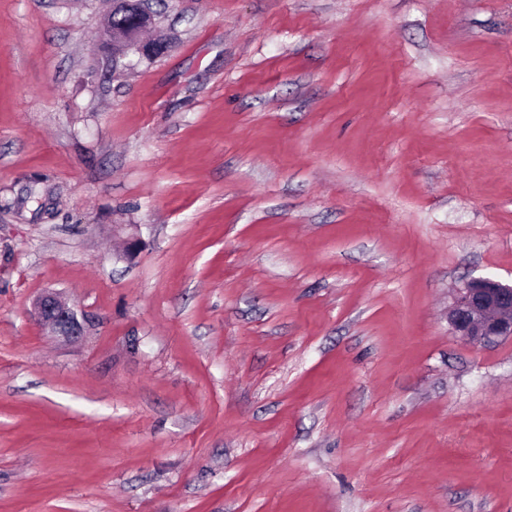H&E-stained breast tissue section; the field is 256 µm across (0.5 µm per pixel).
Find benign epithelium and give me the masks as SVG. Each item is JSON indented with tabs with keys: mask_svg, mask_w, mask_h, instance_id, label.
Returning <instances> with one entry per match:
<instances>
[{
	"mask_svg": "<svg viewBox=\"0 0 512 512\" xmlns=\"http://www.w3.org/2000/svg\"><path fill=\"white\" fill-rule=\"evenodd\" d=\"M154 26V14L146 10L126 31L116 32L114 37L125 49L142 57L150 56L162 46L142 39L141 31ZM33 309L36 319L56 335L74 339L84 333L77 311L54 292L38 296ZM448 323L457 336L469 343L494 344L512 339V285L486 278L469 280L457 289L448 311Z\"/></svg>",
	"mask_w": 512,
	"mask_h": 512,
	"instance_id": "benign-epithelium-1",
	"label": "benign epithelium"
}]
</instances>
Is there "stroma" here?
<instances>
[{"mask_svg": "<svg viewBox=\"0 0 512 512\" xmlns=\"http://www.w3.org/2000/svg\"><path fill=\"white\" fill-rule=\"evenodd\" d=\"M111 9L0 0V512H512V0ZM129 23V17L126 14H122L119 11L112 12V26H109V34L112 38V50H113V39L118 38L121 43L124 44L125 50L132 49L136 54L142 57L150 56L157 50H161L162 46L157 44H149L146 40L141 38V31L156 26V20L154 14L148 10L141 12L135 19L132 25H129L125 32L114 33L112 30L120 29L124 24ZM116 37V38H115ZM452 331L469 343L494 344L512 339V285L491 279H471L448 311ZM33 309L36 319L48 326L55 335L74 339L84 333L83 321L79 319L77 311L57 293L45 292L38 296Z\"/></svg>", "mask_w": 512, "mask_h": 512, "instance_id": "obj_1", "label": "stroma"}]
</instances>
